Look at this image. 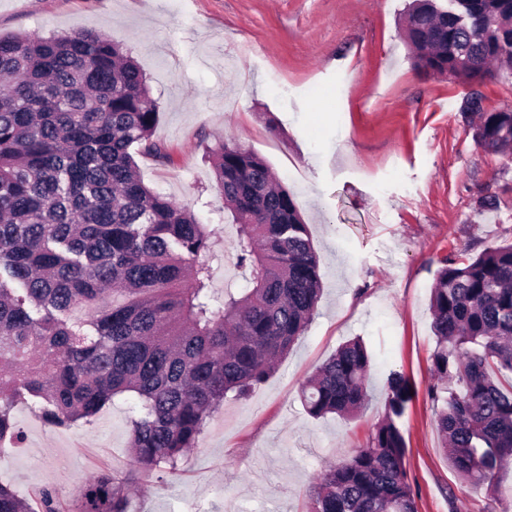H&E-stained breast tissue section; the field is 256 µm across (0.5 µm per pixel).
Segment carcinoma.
Masks as SVG:
<instances>
[{"instance_id":"carcinoma-1","label":"carcinoma","mask_w":512,"mask_h":512,"mask_svg":"<svg viewBox=\"0 0 512 512\" xmlns=\"http://www.w3.org/2000/svg\"><path fill=\"white\" fill-rule=\"evenodd\" d=\"M403 32L426 75L482 84L512 72V0H412ZM0 80V459L19 441L17 402L62 426L132 393L134 462L173 471L227 394L263 383L311 321L320 275L299 205L262 156L231 140L213 149L244 275L219 299L211 231L137 175L134 150L169 154L126 50L96 31L0 37ZM482 102L475 91L460 107L477 115L475 142L511 155L512 108ZM429 310L442 449L462 479L489 487L512 466V242L443 258ZM371 369L363 340L347 341L304 384L307 413L354 417ZM410 393L389 372L369 445L319 474L310 512H417L398 427ZM133 479L98 474L75 512H129ZM67 510L54 488L35 510L0 478V512Z\"/></svg>"}]
</instances>
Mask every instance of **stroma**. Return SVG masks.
Listing matches in <instances>:
<instances>
[{"label": "stroma", "mask_w": 512, "mask_h": 512, "mask_svg": "<svg viewBox=\"0 0 512 512\" xmlns=\"http://www.w3.org/2000/svg\"><path fill=\"white\" fill-rule=\"evenodd\" d=\"M409 0H0V34L99 31L146 73L159 106L153 138L168 163L137 156L143 182L212 229V286L242 272L234 225L214 189L212 149L231 139L266 159L295 196L322 293L306 333L274 373L227 397L176 471L139 472L130 512H307L318 474L366 446L390 371L413 397L399 426L418 512H512V468L472 488L440 447L428 397L435 348L430 288L442 258L512 240V156L475 142L460 112L471 85L417 70L400 29ZM373 353L355 418L314 419L302 384L336 348ZM133 397L92 421L53 426L37 405L12 414L18 448L0 476L34 499L74 504L103 470L133 467Z\"/></svg>", "instance_id": "obj_1"}]
</instances>
